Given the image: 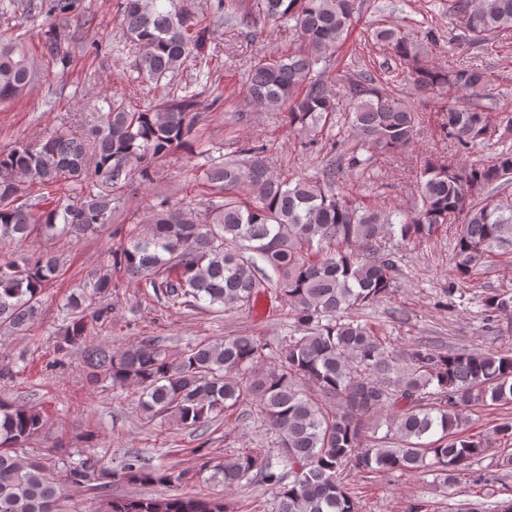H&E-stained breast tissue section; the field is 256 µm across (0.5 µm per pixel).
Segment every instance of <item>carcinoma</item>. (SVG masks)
Here are the masks:
<instances>
[{
  "instance_id": "cac0c4a2",
  "label": "carcinoma",
  "mask_w": 512,
  "mask_h": 512,
  "mask_svg": "<svg viewBox=\"0 0 512 512\" xmlns=\"http://www.w3.org/2000/svg\"><path fill=\"white\" fill-rule=\"evenodd\" d=\"M234 5L214 0L198 11L186 0H123L121 25L135 49V80L158 83L200 59L224 15L245 26L259 17L291 22L302 47L253 60L247 96L266 112L286 113L288 126L308 135L336 117L342 92L354 148L338 154L337 141L320 146L313 138L304 146H320L318 175L281 178L266 162V145L244 143L237 157L227 158L197 136L198 92L188 86L143 108L109 100L89 137L64 123L0 150V245L94 235L124 209L134 184L152 183L163 161L194 150L204 160L198 170L214 198L197 209L162 199L144 219L129 214L127 228H117L121 243L106 251L66 310L76 311L87 297H112L121 287L118 273L151 289L152 300L168 309L202 302L226 310L249 307L274 288L295 334L273 362L269 344L246 335L189 343L173 358L152 336L120 348L99 344L78 315L61 329L57 351L79 353L93 375L114 388L135 389L150 418L172 416L197 432L252 401L277 447L244 448L203 462L200 471L226 490L259 476L275 491V512H357L340 478L346 468L362 474L437 471L453 491L454 475L488 450L485 438L467 433L469 408L512 403V349L416 343L397 354L350 311L387 296L399 273L398 252L447 224L456 225L460 281L489 256L512 255V196L504 194L512 183V146L462 163L424 159L416 172L418 200L396 215L350 203L342 179L371 164L360 151L398 153L414 141L419 125L416 110L389 95L382 77L359 70L330 75V60L356 23V0H254L241 15ZM22 7L57 17L76 5L25 0ZM448 19L457 38L488 43L512 31V0H448ZM374 35L392 49L418 94L443 101L440 130L455 154L466 155L500 132L512 134V109L485 103L486 70L430 63L402 26ZM35 78L17 47L0 45L1 103L19 97ZM491 112L502 114L499 124L491 123ZM25 182L44 192L18 205ZM70 183L80 186L73 199L51 196ZM59 266L48 251L0 260V327L26 330ZM483 308L488 318L512 309V289L486 294ZM45 425L41 411L0 398V512H61L68 483L101 501V512H225L216 494L114 497V483L181 486L186 472L151 465L137 453L119 471L91 454L66 460L34 447Z\"/></svg>"
}]
</instances>
